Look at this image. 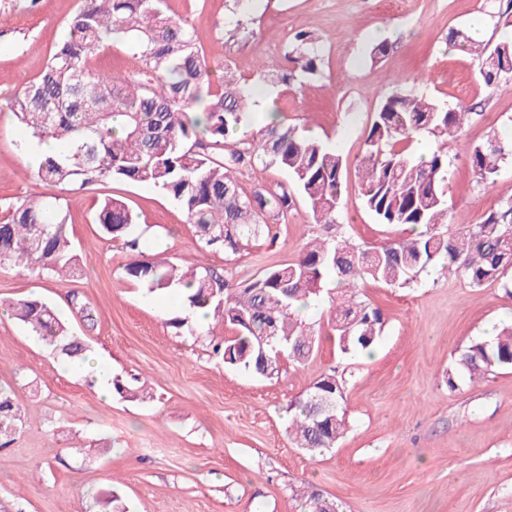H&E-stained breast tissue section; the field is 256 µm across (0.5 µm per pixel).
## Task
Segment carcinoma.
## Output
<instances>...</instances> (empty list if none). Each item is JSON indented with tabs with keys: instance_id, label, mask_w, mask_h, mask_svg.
I'll return each mask as SVG.
<instances>
[{
	"instance_id": "cac0c4a2",
	"label": "carcinoma",
	"mask_w": 512,
	"mask_h": 512,
	"mask_svg": "<svg viewBox=\"0 0 512 512\" xmlns=\"http://www.w3.org/2000/svg\"><path fill=\"white\" fill-rule=\"evenodd\" d=\"M38 77L15 92L6 108L34 140L53 139L63 147L46 159L38 180L51 187L82 188L102 180L153 186L171 199L209 249L237 254L248 242L270 234L271 221L284 218L295 196L308 203L314 220L326 230L339 223L345 174L343 156L333 147L302 137L283 121L250 136L246 128L253 105L252 86L224 67L214 86L209 67L188 23L164 9L167 0H81ZM124 39L139 68L128 75L90 69L89 59L105 42ZM451 32L449 43L472 51L485 88L493 90L512 77V42L480 44ZM286 63L261 65L256 75L275 86H290L296 73L322 75L323 49L309 32L295 34ZM473 107H453L401 89L379 102L359 160L362 203L381 224L410 228L416 235L381 247H357L337 235L320 234L292 263L273 267L242 288H230L208 267L185 271L167 261L136 257L127 276L149 284L150 291L185 289L192 309L206 308L230 328L213 346L224 365L265 376L259 341L279 362L302 366L319 348L310 325L296 315L297 305L317 299L324 279L336 278L340 294L331 298L328 325L343 354L369 351L381 333L379 308L357 299L365 280L401 288L418 273L448 262V272L470 286L494 282L512 270V198L502 199L479 224L451 229L448 224V142L456 139ZM205 116L200 121L196 112ZM122 118L120 131L112 121ZM242 133L230 143L228 137ZM422 134L442 139L443 147L426 159L410 151ZM512 144L498 134L474 147L471 171L490 187ZM277 168L287 181L242 192L240 169ZM69 207L31 195L0 223V264L10 263L41 274H73L77 255L69 238ZM95 222L111 241L138 250V216L117 198L102 200ZM17 320L46 344L71 359L85 360L88 346L41 298L8 304ZM512 366V327L492 340H476L448 370V389L465 375L476 382L496 369ZM347 381L336 369L322 373L304 397L292 404L289 435L312 457L336 447L349 424L341 405ZM24 426L11 389L0 386V447L9 445ZM304 512H333L336 500L305 489ZM100 512H127L112 491L101 493Z\"/></svg>"
}]
</instances>
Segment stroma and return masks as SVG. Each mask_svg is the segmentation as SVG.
Returning <instances> with one entry per match:
<instances>
[{"instance_id":"1","label":"stroma","mask_w":512,"mask_h":512,"mask_svg":"<svg viewBox=\"0 0 512 512\" xmlns=\"http://www.w3.org/2000/svg\"><path fill=\"white\" fill-rule=\"evenodd\" d=\"M80 0H0V104L35 79L66 36ZM488 0H167L188 21L211 67L225 68L281 100L282 119L324 141L347 162L337 235L379 247L406 234L377 223L359 197L357 162L389 80L434 100L476 105L478 113L448 147V222L480 223L512 197V158L492 188L472 174L468 155L489 135L512 137V81L487 92L471 56L448 33L496 43ZM301 30L323 49L318 79L281 91L256 77L259 60L280 62ZM381 31L388 53L367 52ZM28 136L0 111V222L33 194L70 200L78 273L62 280L0 266V298L40 296L83 336L112 380L137 398L101 394L52 347L0 315V383L10 385L25 425L0 448V512H98L95 496L114 491L129 512H303L294 487L312 484L343 512H512V367L473 384L446 380L460 353L512 322V296L500 282L475 288L444 269L419 273L408 288L374 281L359 298L379 306L384 323L373 354H341L321 296L305 321L319 351L305 365H284L267 379L225 366L210 341L227 336L219 318L203 331L175 329L187 305L130 280V254L107 240L94 217L101 200L125 201L140 217L142 259L204 265L243 286L258 273L295 261L319 227L304 199L271 233L229 255L204 248L183 212L154 187L103 181L78 191L46 186L24 163ZM93 321H85V312ZM344 370L349 428L336 447L313 458L288 437L291 403L329 367Z\"/></svg>"}]
</instances>
